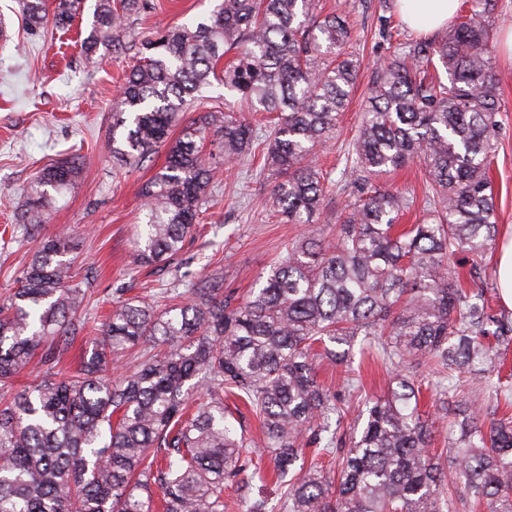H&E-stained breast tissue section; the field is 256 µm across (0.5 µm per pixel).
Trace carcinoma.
<instances>
[{
  "mask_svg": "<svg viewBox=\"0 0 512 512\" xmlns=\"http://www.w3.org/2000/svg\"><path fill=\"white\" fill-rule=\"evenodd\" d=\"M83 0H22L25 25L67 29ZM142 0H97L83 50L117 52L120 11ZM496 0H473L439 39L398 44L377 68L351 148L353 201L342 223L306 233L239 301L206 276L189 297L159 310L116 290L112 311L93 327L92 349L75 371L62 355L86 330V290L74 279L77 243L67 230L41 233L51 192L84 171L79 156L46 164L25 189L16 228L34 246L20 286L0 299V512H224V480L251 469L255 441L237 432L224 394L250 406L280 497L248 512H444V496L483 512H512V379L498 372L512 348V319L492 311L480 271L496 242L489 175L499 127L500 77L486 19ZM345 20L316 0H220L195 25L169 27L140 43L138 64L112 103V155L138 164L167 146L147 181L146 218L135 261L172 260L196 231L207 190L224 165L251 156V121L224 100L173 128L214 78L224 91L277 114L265 130L264 164L282 172L268 197L291 224H307L325 195L314 164L336 130L358 72ZM224 75L217 73L220 60ZM442 66L447 80L431 70ZM216 153L203 157L206 140ZM417 159L429 209L410 229L413 207L380 176ZM469 264L463 283L453 264ZM382 355L387 395L356 416L336 475L305 467L304 450L331 456L347 409L317 383L315 345H354ZM43 369L16 379L35 355ZM130 365L112 380L114 365ZM424 364L454 403L449 475L426 448L432 424L419 411L409 365ZM207 402L193 406V394Z\"/></svg>",
  "mask_w": 512,
  "mask_h": 512,
  "instance_id": "cac0c4a2",
  "label": "carcinoma"
}]
</instances>
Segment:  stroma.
Here are the masks:
<instances>
[{
	"label": "stroma",
	"mask_w": 512,
	"mask_h": 512,
	"mask_svg": "<svg viewBox=\"0 0 512 512\" xmlns=\"http://www.w3.org/2000/svg\"><path fill=\"white\" fill-rule=\"evenodd\" d=\"M147 10L126 17L122 53L86 56L80 44L90 30L91 10H84L68 32L48 35L28 30L19 17L17 0H0L10 39L0 46V228L14 223L25 203L24 189L45 163L75 154L84 156L87 175L59 198L42 227L51 235L72 229L79 247L75 273L84 281L90 302L85 314L99 324L108 313L116 289L129 295L175 288L186 292L191 279L223 277L225 289L242 296L258 275L283 256L289 241L304 229L325 230L345 212L350 184L346 157L349 143L367 106L374 72L387 54L379 35L383 0H320L323 12L342 15L351 25L352 45L360 71L349 105L336 130L318 148L316 164L331 179L322 209L309 226L285 223L267 205L279 180L265 169L263 154L232 165L218 186L208 191L207 204L193 239L182 256L150 267L137 265L135 239L146 210L143 184L164 164L167 150L158 148L150 162L121 166L112 161V100L123 77L138 61L136 46L155 32L206 17L215 0H149ZM512 27V0H497L490 18L496 44L494 66L501 77L498 150L491 165L499 226L512 225V56L500 42ZM31 244L22 235L0 240V297L8 295L30 259ZM318 381L342 392L347 375L361 376L360 391L347 395L350 406L386 394L388 373L380 361L359 352L344 360L325 353L314 357ZM422 384L424 411L437 429L430 453L448 461V403L429 370L413 366Z\"/></svg>",
	"instance_id": "stroma-1"
}]
</instances>
